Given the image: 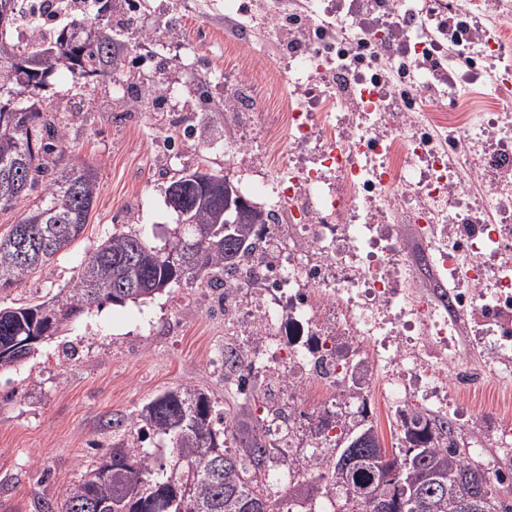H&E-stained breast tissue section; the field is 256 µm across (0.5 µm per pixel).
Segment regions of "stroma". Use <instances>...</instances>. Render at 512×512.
Wrapping results in <instances>:
<instances>
[{
    "instance_id": "stroma-1",
    "label": "stroma",
    "mask_w": 512,
    "mask_h": 512,
    "mask_svg": "<svg viewBox=\"0 0 512 512\" xmlns=\"http://www.w3.org/2000/svg\"><path fill=\"white\" fill-rule=\"evenodd\" d=\"M269 0H137L142 24L122 32L125 74L160 88L158 101L129 107L121 77L62 71L40 90L43 106L62 107L68 146L59 164H86L97 200L84 233L50 265L0 290V307L48 299L69 287L102 240L121 231L161 247L177 214L165 202L172 178L198 166L228 175L244 196L254 182L276 187L263 131L244 127L248 154L230 145L227 81L240 88L234 111L268 112L290 97L296 73L288 44L301 28L272 29ZM124 74V75H125ZM227 329L211 289L188 281L139 303L104 302L0 372V512H37L61 498L115 443L134 436L106 430L135 418L160 392L189 385L246 421L258 403L224 391L215 353Z\"/></svg>"
}]
</instances>
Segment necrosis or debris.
<instances>
[{"mask_svg": "<svg viewBox=\"0 0 512 512\" xmlns=\"http://www.w3.org/2000/svg\"><path fill=\"white\" fill-rule=\"evenodd\" d=\"M354 2L288 4L289 27L307 30L294 56L307 83L282 114L270 214L291 234L224 300L244 371L272 381L289 414L266 425L278 486L317 473L374 369L393 379L390 408L415 400L475 434L478 417L456 406L496 381L491 441L512 443V53L484 25L512 18V0H437L426 14L372 0L373 25ZM442 54L480 75L487 110L466 111L469 83L447 69L414 71ZM428 85L451 112L418 108Z\"/></svg>", "mask_w": 512, "mask_h": 512, "instance_id": "necrosis-or-debris-1", "label": "necrosis or debris"}]
</instances>
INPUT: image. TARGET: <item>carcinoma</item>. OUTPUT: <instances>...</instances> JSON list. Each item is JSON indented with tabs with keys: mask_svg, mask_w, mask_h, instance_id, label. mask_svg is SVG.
Here are the masks:
<instances>
[{
	"mask_svg": "<svg viewBox=\"0 0 512 512\" xmlns=\"http://www.w3.org/2000/svg\"><path fill=\"white\" fill-rule=\"evenodd\" d=\"M10 12L0 28V90L32 94L49 75L80 69L88 76L121 68L115 55L116 39L109 26H96L86 37L88 19L77 12L59 33L25 46L12 36L18 0H8ZM69 42L63 52L61 39ZM27 58L39 65H22ZM0 112V210L26 204L37 179L44 185L38 201L26 204L23 218L0 235V289L21 282L28 273L68 249L84 232L93 209L97 176L88 166L56 168L52 154L67 144V125L53 112L60 108L22 106ZM177 188L168 205L182 217L181 231L162 248L148 245L136 235L114 233L82 264L70 286L55 296L17 307L0 308V371L27 359L39 345L35 336L47 338L75 322L104 301L123 304L144 301L187 279L208 288L240 271L242 262L259 246L258 227L269 224L265 210L245 201L235 234L241 244L224 246V176L193 171L173 180ZM225 423L217 429L215 422ZM127 427L130 434L150 430L175 442L172 460L154 448L112 445L95 468L67 488L60 504L38 503L39 512H316L310 488L296 482L279 495L262 479L270 463L267 440L260 423H254L233 453L224 437L237 436L238 426L216 414L208 394L181 386L155 397L136 416L109 420L106 427ZM403 442L415 449L403 458L389 457L374 426L354 433L336 454L323 462L325 498L334 501L342 491L344 502L334 512H466L478 484H484L487 512H512L501 501L486 472L467 462L454 439L453 426L429 414L404 415ZM359 444L351 468L354 492L336 483V473L350 461L348 451Z\"/></svg>",
	"mask_w": 512,
	"mask_h": 512,
	"instance_id": "cac0c4a2",
	"label": "carcinoma"
}]
</instances>
